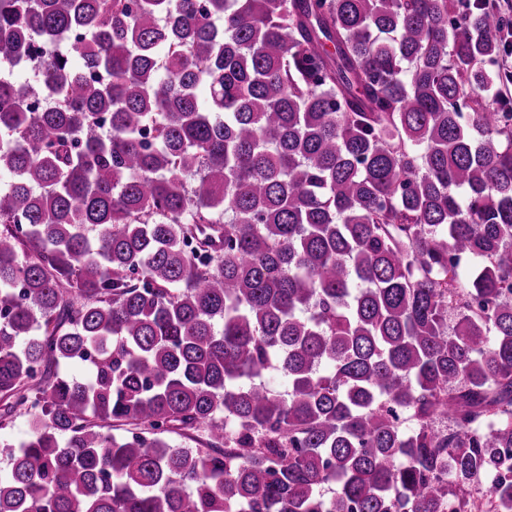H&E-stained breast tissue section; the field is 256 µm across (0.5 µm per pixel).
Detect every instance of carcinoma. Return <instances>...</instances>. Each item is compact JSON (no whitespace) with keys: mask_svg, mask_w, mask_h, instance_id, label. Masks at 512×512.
Masks as SVG:
<instances>
[{"mask_svg":"<svg viewBox=\"0 0 512 512\" xmlns=\"http://www.w3.org/2000/svg\"><path fill=\"white\" fill-rule=\"evenodd\" d=\"M509 28L0 0V512H512ZM31 416L27 410H19L8 417L2 418L0 426L1 440L17 445L27 439Z\"/></svg>","mask_w":512,"mask_h":512,"instance_id":"carcinoma-1","label":"carcinoma"}]
</instances>
